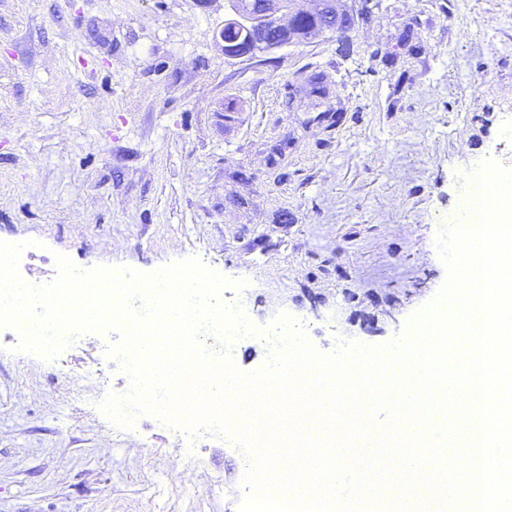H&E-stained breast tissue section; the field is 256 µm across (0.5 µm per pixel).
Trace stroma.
I'll list each match as a JSON object with an SVG mask.
<instances>
[{"label":"stroma","instance_id":"35a3bbf8","mask_svg":"<svg viewBox=\"0 0 512 512\" xmlns=\"http://www.w3.org/2000/svg\"><path fill=\"white\" fill-rule=\"evenodd\" d=\"M224 6L0 0V242L38 241L19 274L44 285L59 254L142 274L196 257L258 326L288 315L323 353L387 345L447 280L435 238L464 175L512 170V0H383L349 54L316 36L240 60L215 47ZM312 72L329 98L290 92ZM120 339L46 361L0 330V512H239L234 439L192 450L101 411L130 387Z\"/></svg>","mask_w":512,"mask_h":512}]
</instances>
